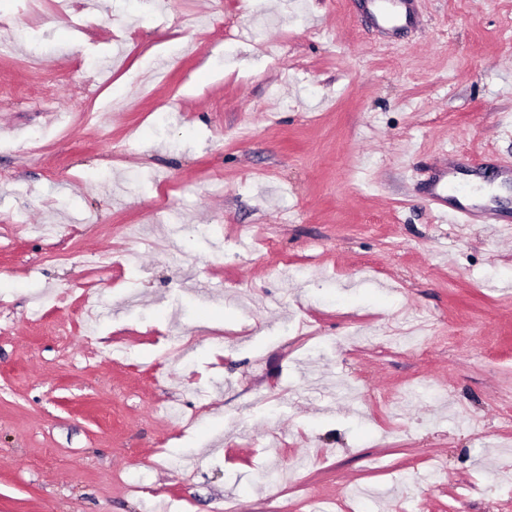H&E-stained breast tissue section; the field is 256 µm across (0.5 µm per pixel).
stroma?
<instances>
[{
	"label": "stroma",
	"mask_w": 512,
	"mask_h": 512,
	"mask_svg": "<svg viewBox=\"0 0 512 512\" xmlns=\"http://www.w3.org/2000/svg\"><path fill=\"white\" fill-rule=\"evenodd\" d=\"M416 6L0 0V512H512V0ZM360 14L375 28L398 34L418 23L416 0H355ZM468 193L465 186L458 182L451 169L440 170L433 178L429 188V200L441 219L448 224H491L496 221L492 200L484 205L463 203ZM448 200L452 201L448 206Z\"/></svg>",
	"instance_id": "obj_1"
}]
</instances>
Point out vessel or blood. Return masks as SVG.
<instances>
[{
  "label": "vessel or blood",
  "mask_w": 512,
  "mask_h": 512,
  "mask_svg": "<svg viewBox=\"0 0 512 512\" xmlns=\"http://www.w3.org/2000/svg\"><path fill=\"white\" fill-rule=\"evenodd\" d=\"M360 14L375 28L397 34L419 20L416 0H355ZM467 192L451 169L440 170L429 188V200L441 219L450 224H490L496 219L492 204L466 203Z\"/></svg>",
  "instance_id": "vessel-or-blood-1"
}]
</instances>
